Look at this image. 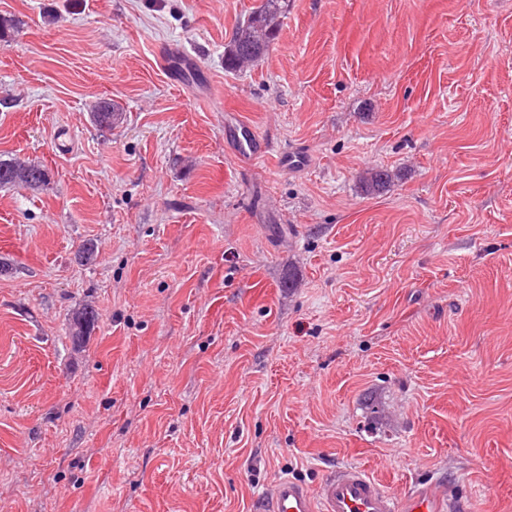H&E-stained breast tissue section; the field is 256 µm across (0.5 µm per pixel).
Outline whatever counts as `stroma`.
<instances>
[{
	"mask_svg": "<svg viewBox=\"0 0 512 512\" xmlns=\"http://www.w3.org/2000/svg\"><path fill=\"white\" fill-rule=\"evenodd\" d=\"M259 3L0 0V156L51 172L0 189V512H254L349 466L512 512V0H286L225 70ZM282 0H260V5L239 23L224 51V68L240 70L266 55L277 37L283 13ZM99 320V315L95 309L90 306H84L79 309L73 317V324L70 330V336L74 342H79L82 336H85L87 330L94 326Z\"/></svg>",
	"mask_w": 512,
	"mask_h": 512,
	"instance_id": "obj_1",
	"label": "stroma"
}]
</instances>
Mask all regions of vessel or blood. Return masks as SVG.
Returning <instances> with one entry per match:
<instances>
[{"label": "vessel or blood", "mask_w": 512, "mask_h": 512, "mask_svg": "<svg viewBox=\"0 0 512 512\" xmlns=\"http://www.w3.org/2000/svg\"><path fill=\"white\" fill-rule=\"evenodd\" d=\"M267 512H460L458 503L441 490L428 488L395 500L364 469L336 471L318 492L292 480H279Z\"/></svg>", "instance_id": "b4317fda"}]
</instances>
